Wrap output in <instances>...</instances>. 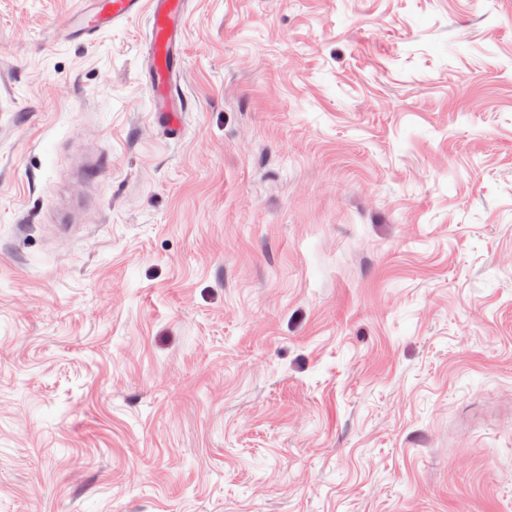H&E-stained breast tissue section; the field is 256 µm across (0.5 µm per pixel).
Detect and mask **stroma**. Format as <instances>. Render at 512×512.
Masks as SVG:
<instances>
[{"label": "stroma", "instance_id": "obj_1", "mask_svg": "<svg viewBox=\"0 0 512 512\" xmlns=\"http://www.w3.org/2000/svg\"><path fill=\"white\" fill-rule=\"evenodd\" d=\"M74 5L0 0V512H512V0H190L175 137Z\"/></svg>", "mask_w": 512, "mask_h": 512}]
</instances>
